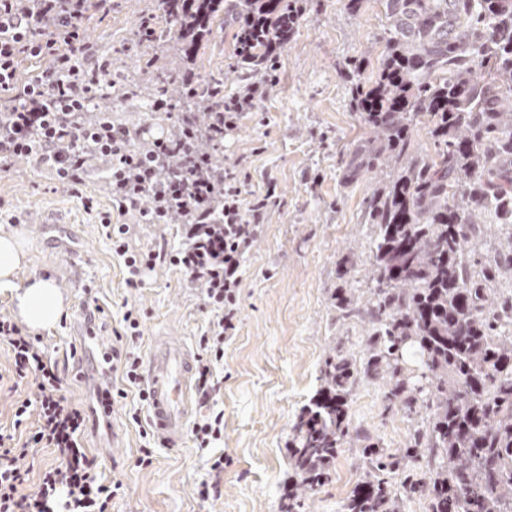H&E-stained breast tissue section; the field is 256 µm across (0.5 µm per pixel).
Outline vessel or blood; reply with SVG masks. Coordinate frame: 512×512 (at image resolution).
Listing matches in <instances>:
<instances>
[{
  "label": "vessel or blood",
  "mask_w": 512,
  "mask_h": 512,
  "mask_svg": "<svg viewBox=\"0 0 512 512\" xmlns=\"http://www.w3.org/2000/svg\"><path fill=\"white\" fill-rule=\"evenodd\" d=\"M192 366L189 350L167 337L156 340L143 366L142 383L153 432L168 448L179 445L192 412Z\"/></svg>",
  "instance_id": "1"
}]
</instances>
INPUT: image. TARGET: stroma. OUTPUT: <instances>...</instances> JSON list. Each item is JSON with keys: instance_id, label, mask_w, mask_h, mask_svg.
I'll return each instance as SVG.
<instances>
[{"instance_id": "obj_1", "label": "stroma", "mask_w": 512, "mask_h": 512, "mask_svg": "<svg viewBox=\"0 0 512 512\" xmlns=\"http://www.w3.org/2000/svg\"><path fill=\"white\" fill-rule=\"evenodd\" d=\"M299 2L303 17L279 54L278 83L225 143V154L242 159L253 183L276 184L282 203L267 210L244 257L236 330L225 339L214 374L218 388L209 402L192 399L193 414L224 413V436L214 449L197 448L186 434L179 447H157L151 466L137 467L141 433L150 423L136 390L110 415L97 406L101 356L123 334L127 306L141 314L142 353L158 336L196 350L212 314L184 274L160 263L139 286L128 285L100 226L112 209L104 172L71 190L51 170L22 159L0 169V231L21 233L28 249L16 282L47 273L66 298L59 322L39 335L66 396L85 410L86 448L107 478L123 484L112 512H279L281 495L295 481L288 465L292 425L320 387L325 355L339 345L357 363L367 359V273L376 238L367 205L398 171L375 166L377 144L355 106L348 74L357 62L364 74L376 70L389 23L380 0H362L355 11L348 0ZM155 4L112 0L111 10L92 12L86 21V35L116 83L147 81L152 67L166 63L155 44L138 38L146 19L165 30ZM234 33L225 23L196 63L228 95L251 81L237 64ZM86 197L92 209L84 208ZM123 221L131 226L134 249L170 250L181 241L178 225L141 224L131 213ZM338 290L350 292L352 314L334 308ZM385 390L383 381H358L348 396V421L394 451L407 446L425 413L386 401ZM35 396L0 348V432L14 430L15 401ZM215 454L224 457L223 471L210 468ZM360 457L359 444L345 446L331 483L312 495L308 512H341L361 479ZM203 482L218 489L205 501L197 494Z\"/></svg>"}]
</instances>
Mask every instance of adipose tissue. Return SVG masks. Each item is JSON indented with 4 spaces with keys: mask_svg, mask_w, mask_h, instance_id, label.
<instances>
[{
    "mask_svg": "<svg viewBox=\"0 0 512 512\" xmlns=\"http://www.w3.org/2000/svg\"><path fill=\"white\" fill-rule=\"evenodd\" d=\"M22 236L0 232V288L11 290L18 316L34 330L53 325L65 309V298L53 279L35 276L16 285L15 273L27 261Z\"/></svg>",
    "mask_w": 512,
    "mask_h": 512,
    "instance_id": "ef3b65f1",
    "label": "adipose tissue"
}]
</instances>
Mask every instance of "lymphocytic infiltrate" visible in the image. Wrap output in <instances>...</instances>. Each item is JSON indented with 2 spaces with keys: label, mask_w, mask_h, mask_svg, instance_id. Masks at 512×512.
<instances>
[{
  "label": "lymphocytic infiltrate",
  "mask_w": 512,
  "mask_h": 512,
  "mask_svg": "<svg viewBox=\"0 0 512 512\" xmlns=\"http://www.w3.org/2000/svg\"><path fill=\"white\" fill-rule=\"evenodd\" d=\"M95 53L85 35V16L69 0H0V92L14 91L0 113V166L25 158L49 167L64 185L76 187L83 175L102 169L109 175L112 205L119 215L134 213L141 224H177L181 243L164 252L134 251L130 227L103 217L112 251L138 286L157 263L180 269L200 289L213 318L199 339L195 373L202 395L215 386L213 371L224 358V339L236 328L241 261L251 248L262 216L275 196L274 185L255 191L241 161L216 164L224 142L266 93L246 85L214 101L203 119L181 114L161 134L149 122L136 127L115 123L111 113L93 112L102 86L90 61ZM45 58L49 67L17 86L20 63ZM210 150L202 152L200 141ZM140 313L123 314L125 333L111 349L112 371L121 386L100 392L106 406L139 386ZM0 344L6 345L19 378H33L36 400L14 404L16 423L35 420L22 445L0 434V512H112L122 485L107 480L84 444L85 414L63 393V382L39 337L7 313H0ZM58 453L36 485H29L25 459L30 449ZM29 492H22V485Z\"/></svg>",
  "instance_id": "f902f5d3"
}]
</instances>
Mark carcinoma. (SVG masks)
<instances>
[{
  "instance_id": "carcinoma-1",
  "label": "carcinoma",
  "mask_w": 512,
  "mask_h": 512,
  "mask_svg": "<svg viewBox=\"0 0 512 512\" xmlns=\"http://www.w3.org/2000/svg\"><path fill=\"white\" fill-rule=\"evenodd\" d=\"M390 22L377 73L353 71L356 106L366 113L400 169L368 203L377 225L368 289V359L358 368L331 349L320 389L293 425L289 467L299 477L280 512H306L332 481L331 467L353 436L347 397L358 376L386 380V398L427 424L396 453L364 437L362 478L343 512H399L394 484L428 500L429 512H512V293L492 284L512 278V235L503 260L475 268L469 233L492 215L512 224V0H380ZM238 63L256 75L283 48L303 15L297 0H236ZM167 41L195 61L224 0H157ZM486 72L488 81L476 74ZM185 108L204 111L220 83L201 75ZM426 118L434 154L407 155L408 113ZM415 350L419 365L407 367ZM426 447L434 465L417 479Z\"/></svg>"
}]
</instances>
